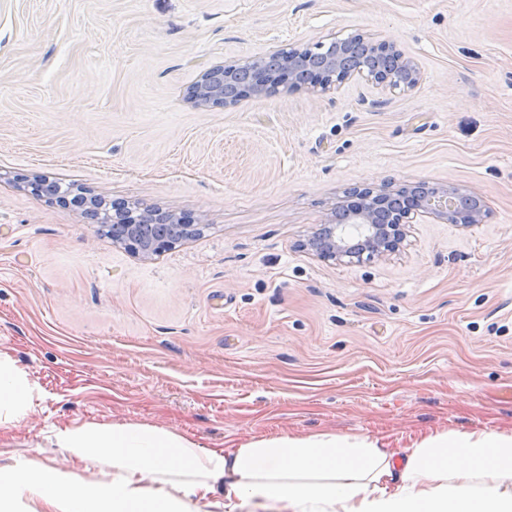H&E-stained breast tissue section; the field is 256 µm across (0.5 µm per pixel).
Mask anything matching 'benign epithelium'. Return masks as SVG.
<instances>
[{
	"instance_id": "1",
	"label": "benign epithelium",
	"mask_w": 512,
	"mask_h": 512,
	"mask_svg": "<svg viewBox=\"0 0 512 512\" xmlns=\"http://www.w3.org/2000/svg\"><path fill=\"white\" fill-rule=\"evenodd\" d=\"M377 89L405 94L420 83L418 64L392 41L368 34L333 36L325 43H294L246 60L226 62L206 71L188 91L197 106H234L247 96H271L306 89L321 94L339 88L351 78ZM361 199L336 210L334 222L323 224L305 249L324 260L353 264L363 259L385 258L400 250L407 227L426 217L471 227L488 215L483 199L457 186H434L425 181L406 185L394 193L368 189ZM118 221L131 233L124 245L147 258L171 246L163 240H146L139 227L163 221L144 211L137 220Z\"/></svg>"
}]
</instances>
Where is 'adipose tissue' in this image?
I'll list each match as a JSON object with an SVG mask.
<instances>
[{
  "label": "adipose tissue",
  "mask_w": 512,
  "mask_h": 512,
  "mask_svg": "<svg viewBox=\"0 0 512 512\" xmlns=\"http://www.w3.org/2000/svg\"><path fill=\"white\" fill-rule=\"evenodd\" d=\"M32 401L25 374L0 359V424ZM54 440L104 461L111 478L19 458L0 465V512H512V435L437 434L402 458L330 433L219 451L136 425L70 427Z\"/></svg>",
  "instance_id": "adipose-tissue-1"
}]
</instances>
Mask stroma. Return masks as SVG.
Here are the masks:
<instances>
[{"instance_id": "1", "label": "stroma", "mask_w": 512, "mask_h": 512, "mask_svg": "<svg viewBox=\"0 0 512 512\" xmlns=\"http://www.w3.org/2000/svg\"><path fill=\"white\" fill-rule=\"evenodd\" d=\"M365 33L421 70L391 94L197 107L210 68ZM173 212L199 236L144 258L35 178ZM417 181L482 196L361 264L303 245L348 192ZM0 357L38 393L12 457L108 466L54 430L134 424L221 450L443 433L512 435V0H0Z\"/></svg>"}]
</instances>
